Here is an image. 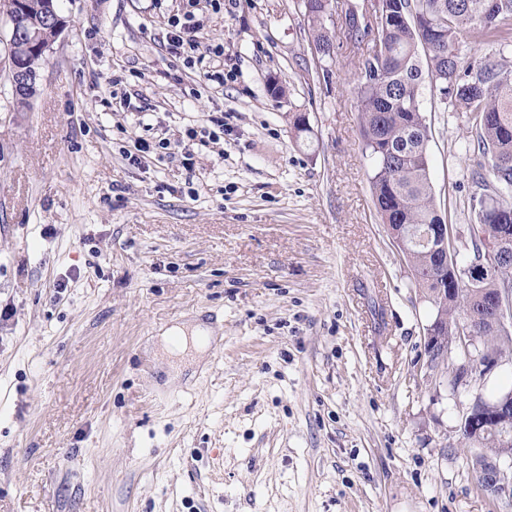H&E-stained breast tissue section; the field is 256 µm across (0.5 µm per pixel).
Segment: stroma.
I'll list each match as a JSON object with an SVG mask.
<instances>
[{"mask_svg":"<svg viewBox=\"0 0 512 512\" xmlns=\"http://www.w3.org/2000/svg\"><path fill=\"white\" fill-rule=\"evenodd\" d=\"M178 4L60 0L30 108L0 74V512H512L476 488L468 398L419 372L433 308L376 212L347 53L317 63L300 0H224L223 65L188 67ZM420 102L464 226L468 130ZM154 113L230 133L190 170L127 160ZM196 319L217 339L171 369L159 335Z\"/></svg>","mask_w":512,"mask_h":512,"instance_id":"stroma-1","label":"stroma"}]
</instances>
